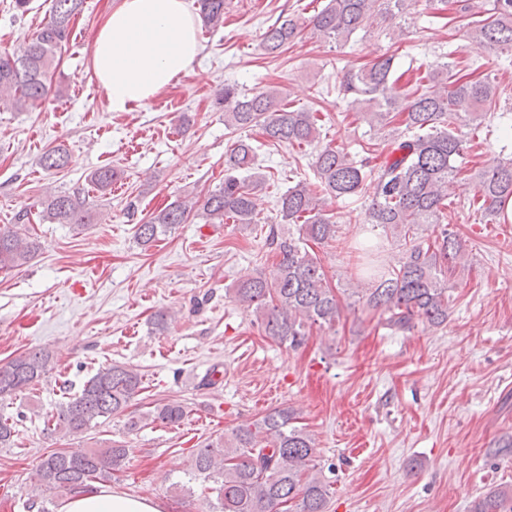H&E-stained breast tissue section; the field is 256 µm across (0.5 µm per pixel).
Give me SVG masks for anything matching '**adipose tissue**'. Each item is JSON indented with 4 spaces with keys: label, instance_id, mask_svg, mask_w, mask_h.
Listing matches in <instances>:
<instances>
[{
    "label": "adipose tissue",
    "instance_id": "1",
    "mask_svg": "<svg viewBox=\"0 0 512 512\" xmlns=\"http://www.w3.org/2000/svg\"><path fill=\"white\" fill-rule=\"evenodd\" d=\"M201 52L191 0H117L91 50L90 68L112 111L125 112L188 75ZM62 512H161L151 499L92 486Z\"/></svg>",
    "mask_w": 512,
    "mask_h": 512
}]
</instances>
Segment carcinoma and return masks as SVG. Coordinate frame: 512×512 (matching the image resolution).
Listing matches in <instances>:
<instances>
[{"label": "carcinoma", "mask_w": 512, "mask_h": 512, "mask_svg": "<svg viewBox=\"0 0 512 512\" xmlns=\"http://www.w3.org/2000/svg\"><path fill=\"white\" fill-rule=\"evenodd\" d=\"M83 0H52L49 21L28 42L24 53H0V94L10 96L17 111L41 103L59 66L56 50L69 39L71 22ZM456 13L469 32L512 56V0H457ZM416 0H329L309 19H277L263 33L267 55L276 58L305 28L336 41L374 24L403 29ZM225 0H200L204 26L224 24ZM395 56L383 55L357 70L341 69L336 94L349 107L360 110L370 126L385 127L394 114H407L405 129L396 133L384 162L373 165L372 142L353 155L329 146L316 152L312 162L321 191L299 181L277 201L280 223L293 226L286 235L270 230L269 246L277 258L272 277L249 272L229 289L236 303L252 311L264 335L292 349L301 346L310 329L333 328L341 317V303L308 243L325 245L336 240L339 224L328 202L364 195L371 180L374 192L367 208V223L376 224L403 247L399 265L373 278L368 288H354L351 296L361 311L379 316V323L398 332L418 325L438 328L448 324L450 295L448 265L465 257L462 239L448 231V191L460 172L458 159L470 148L463 129H478L496 112L498 85L492 73H475L445 62L419 77L422 86L400 97L390 94L399 83ZM224 125L234 130L258 128L274 143L298 147L312 145L320 135L321 118L311 108H293L266 92L251 95L234 86L224 87ZM46 171L68 164L62 148L46 151L39 160ZM120 173L103 166L89 174L101 194L112 189ZM265 178L256 172V154L244 139L235 142L224 163V183L200 198H178L163 209L140 219L137 243L149 247L192 217L206 224L257 223L256 193ZM476 192L470 205L487 221L508 224L512 202V159H493L475 176ZM45 216L56 224L91 223L96 204L80 193L55 192L41 201ZM28 212L15 223L0 225V270L23 266L38 249L22 225ZM51 356L29 350L0 364V401L29 390L48 372ZM142 389V376L131 365L113 363L99 370L81 391L59 403L51 416L52 431L78 436L99 423L124 413ZM186 408L176 402L125 422L139 429L150 419L180 424ZM16 421L0 413V448L14 442ZM129 449L114 441L106 448L76 452L49 451L33 475L41 492L71 494L94 482L112 478L125 466ZM191 478L209 486V512H327L333 494L323 466L316 460V440L297 425L294 412L272 409L247 425L206 439L192 457ZM470 512H512V490L489 488L475 499Z\"/></svg>", "instance_id": "carcinoma-1"}]
</instances>
